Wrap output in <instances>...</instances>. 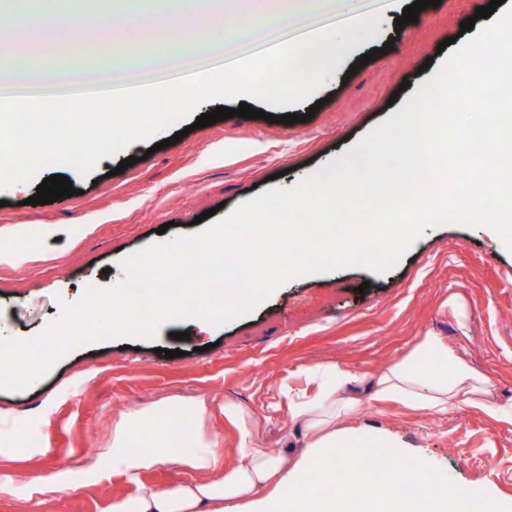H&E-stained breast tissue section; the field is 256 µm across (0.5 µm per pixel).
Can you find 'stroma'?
I'll return each instance as SVG.
<instances>
[{
  "instance_id": "obj_1",
  "label": "stroma",
  "mask_w": 512,
  "mask_h": 512,
  "mask_svg": "<svg viewBox=\"0 0 512 512\" xmlns=\"http://www.w3.org/2000/svg\"><path fill=\"white\" fill-rule=\"evenodd\" d=\"M413 2L399 0L392 10L385 0H357L356 9L378 15L380 25L342 53L314 93L321 107L307 122L232 117L189 133L179 122L176 144L154 152L134 142L102 158L88 178L49 167L77 188L68 205H29L32 184L0 191V254L15 256L0 262V341L31 338L88 285L122 282L127 256L196 233L193 220L206 210L222 218L258 192L294 186L398 112L444 63L439 43L476 9L475 0H442L397 27ZM374 48L379 56L356 68ZM131 156L136 164L119 170ZM50 225L71 233L48 240ZM453 296L467 309L463 339L447 305ZM432 334L512 400V251L502 239L478 226H430L387 274L348 267L298 276L248 315L204 333L175 321L152 341L114 338L74 349L33 387L0 391V512H112L145 490L213 480L173 462L136 470L112 449L118 424L137 420L151 436L148 451L162 452L170 415L191 418V404L202 400L225 465L242 452L238 428L224 418L227 401L244 408L255 442L300 457L310 437L289 417L286 393L307 388L308 370L333 364L368 380ZM361 398L337 419V431L392 437L435 481L467 486L475 500L512 512V424L474 406L439 413L366 391ZM162 400L169 414L149 418Z\"/></svg>"
}]
</instances>
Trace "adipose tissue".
I'll return each instance as SVG.
<instances>
[{
  "instance_id": "obj_1",
  "label": "adipose tissue",
  "mask_w": 512,
  "mask_h": 512,
  "mask_svg": "<svg viewBox=\"0 0 512 512\" xmlns=\"http://www.w3.org/2000/svg\"><path fill=\"white\" fill-rule=\"evenodd\" d=\"M416 351L432 353L433 368L419 371L415 356L408 357L370 380L369 387L376 396L399 398L437 412L471 405L496 419L512 422V401H500L491 380L449 352L441 337H424ZM309 377L318 383L316 392H300L288 398L289 414L305 421L312 434L308 455L291 460L273 449L251 445L235 465L225 466L217 437L204 428L208 407L199 401L192 406L195 424H183L181 429L182 438L191 442L193 450L178 456L177 461L196 471L215 473V481L143 492L115 504L113 512H300L307 504L314 512H330L328 501L316 498L307 486L294 480V473L317 465L327 448L334 449L333 467L340 472L349 455L370 456L382 447L390 455L388 487L411 489L429 504L451 502L471 506L472 512H498L494 500L473 502L467 487L439 485L419 465L399 458L393 440L333 430L336 418L350 413L360 402L357 391L351 388L356 377L337 366L314 369Z\"/></svg>"
}]
</instances>
